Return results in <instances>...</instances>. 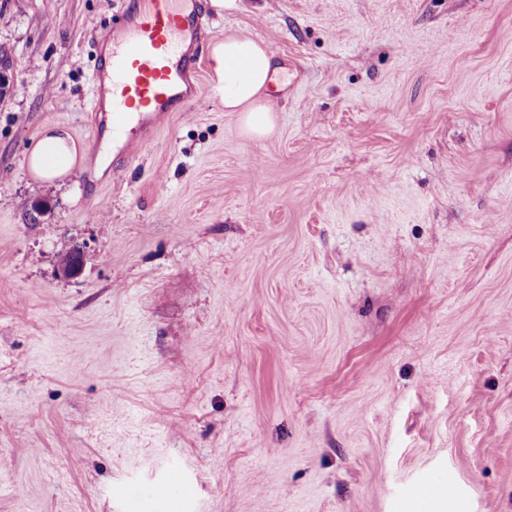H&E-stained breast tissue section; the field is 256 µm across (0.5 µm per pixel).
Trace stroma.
Here are the masks:
<instances>
[{
	"label": "stroma",
	"mask_w": 512,
	"mask_h": 512,
	"mask_svg": "<svg viewBox=\"0 0 512 512\" xmlns=\"http://www.w3.org/2000/svg\"><path fill=\"white\" fill-rule=\"evenodd\" d=\"M119 7L0 0V512H512V0L206 8L269 47L273 132L208 92L99 176ZM84 151L68 130L60 125L42 129L36 143L25 157V169L35 180H60L81 167Z\"/></svg>",
	"instance_id": "1"
}]
</instances>
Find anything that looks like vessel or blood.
Masks as SVG:
<instances>
[{
  "label": "vessel or blood",
  "mask_w": 512,
  "mask_h": 512,
  "mask_svg": "<svg viewBox=\"0 0 512 512\" xmlns=\"http://www.w3.org/2000/svg\"><path fill=\"white\" fill-rule=\"evenodd\" d=\"M200 0H121V20L98 30L92 79L123 158L150 147L170 113L203 93Z\"/></svg>",
  "instance_id": "obj_1"
}]
</instances>
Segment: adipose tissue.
Instances as JSON below:
<instances>
[{
    "mask_svg": "<svg viewBox=\"0 0 512 512\" xmlns=\"http://www.w3.org/2000/svg\"><path fill=\"white\" fill-rule=\"evenodd\" d=\"M214 95L225 111L236 112L245 133L263 136L273 128V108L267 87L272 56L264 42L228 36L210 47ZM84 151L60 125L42 129L25 157V169L36 180H61L81 167Z\"/></svg>",
    "mask_w": 512,
    "mask_h": 512,
    "instance_id": "adipose-tissue-1",
    "label": "adipose tissue"
}]
</instances>
